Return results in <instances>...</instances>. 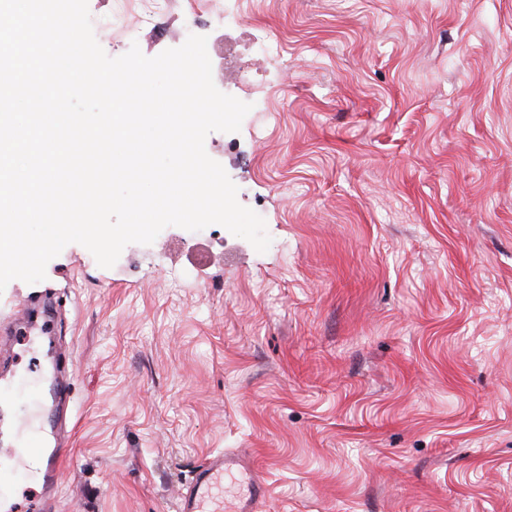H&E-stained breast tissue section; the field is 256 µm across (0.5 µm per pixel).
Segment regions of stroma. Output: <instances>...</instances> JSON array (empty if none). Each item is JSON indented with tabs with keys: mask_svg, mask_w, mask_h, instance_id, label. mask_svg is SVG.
Wrapping results in <instances>:
<instances>
[{
	"mask_svg": "<svg viewBox=\"0 0 512 512\" xmlns=\"http://www.w3.org/2000/svg\"><path fill=\"white\" fill-rule=\"evenodd\" d=\"M194 0L112 26V57L207 38L249 103L207 154L265 221L257 252L164 228L100 267L72 243L0 292L16 344L0 440L73 424L56 512H175L198 466L250 453L268 512H512V0ZM252 83L226 80L225 44ZM70 391L51 397L59 353Z\"/></svg>",
	"mask_w": 512,
	"mask_h": 512,
	"instance_id": "stroma-1",
	"label": "stroma"
}]
</instances>
